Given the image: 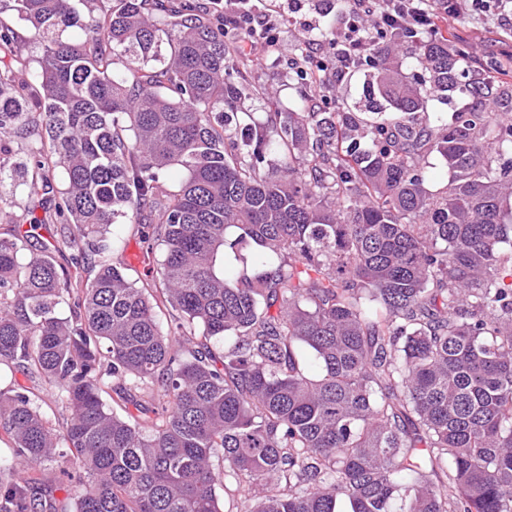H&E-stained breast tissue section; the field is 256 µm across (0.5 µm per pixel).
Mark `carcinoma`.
Returning <instances> with one entry per match:
<instances>
[{"mask_svg":"<svg viewBox=\"0 0 512 512\" xmlns=\"http://www.w3.org/2000/svg\"><path fill=\"white\" fill-rule=\"evenodd\" d=\"M13 10L0 217L22 186L56 236L0 235V364L40 385L0 388V512H512V83L387 29L363 105L260 121L223 0ZM461 105V101L457 96L445 98H433L428 103V111L434 121L441 123H448L452 112ZM123 237L125 238L123 261L136 269L139 275L145 278L148 269L155 266V259L158 257V252L155 255L149 254V256H147L146 249L143 247V244L140 243L139 235L134 226L126 227Z\"/></svg>","mask_w":512,"mask_h":512,"instance_id":"obj_1","label":"carcinoma"}]
</instances>
